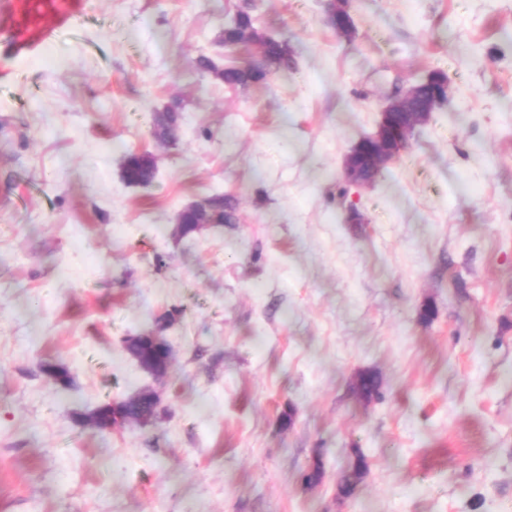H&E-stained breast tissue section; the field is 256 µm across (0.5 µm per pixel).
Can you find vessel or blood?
Returning a JSON list of instances; mask_svg holds the SVG:
<instances>
[{
	"instance_id": "b4317fda",
	"label": "vessel or blood",
	"mask_w": 512,
	"mask_h": 512,
	"mask_svg": "<svg viewBox=\"0 0 512 512\" xmlns=\"http://www.w3.org/2000/svg\"><path fill=\"white\" fill-rule=\"evenodd\" d=\"M88 0H0V52L6 58H32L57 31L70 26Z\"/></svg>"
}]
</instances>
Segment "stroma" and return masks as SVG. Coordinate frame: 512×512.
Segmentation results:
<instances>
[{"label": "stroma", "instance_id": "1", "mask_svg": "<svg viewBox=\"0 0 512 512\" xmlns=\"http://www.w3.org/2000/svg\"><path fill=\"white\" fill-rule=\"evenodd\" d=\"M242 3L97 0L0 81V512H512V0H350L349 38L328 0H254L295 66L231 88L196 60ZM434 70L447 102L346 182ZM216 191L236 223L175 237ZM156 329L160 384L124 349ZM149 384L152 423H79ZM414 85L417 87V94L413 105L407 112H402L408 116L407 122L399 127H392L386 122L385 117L390 113L389 111H406L409 108L407 102L391 99L381 112V119L376 131L368 135L372 138L371 145L367 149H363L362 142L359 141L345 157L343 172L349 183L364 187L370 186L373 180L365 177L364 162L377 166L394 160L405 150L416 128L430 121L432 113L427 111L426 106L421 107L418 112L415 111L418 105L431 98L432 88L423 82H417ZM186 215H193L196 218L195 225L196 230L202 227L204 224H214L213 218H211V210L210 205L207 199H201L197 202L187 205L184 207L179 215L178 222L175 228L176 231H179L182 227H184V218Z\"/></svg>", "mask_w": 512, "mask_h": 512}]
</instances>
